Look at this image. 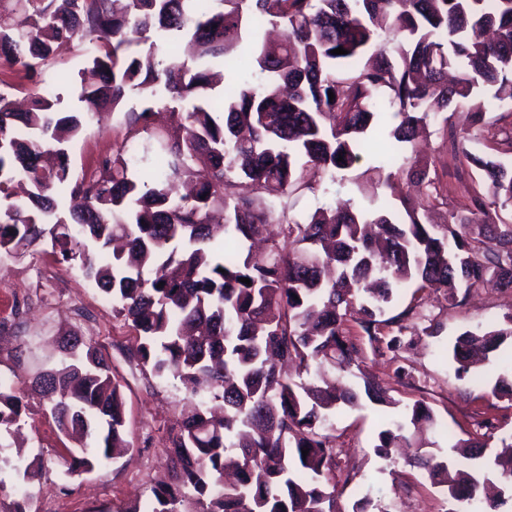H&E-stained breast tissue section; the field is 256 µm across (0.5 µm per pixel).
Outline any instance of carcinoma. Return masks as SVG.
<instances>
[{"label":"carcinoma","mask_w":512,"mask_h":512,"mask_svg":"<svg viewBox=\"0 0 512 512\" xmlns=\"http://www.w3.org/2000/svg\"><path fill=\"white\" fill-rule=\"evenodd\" d=\"M75 39L90 45L96 77L82 111L38 91L20 111L0 87V252H36L50 238L135 330L132 359L193 397L207 385L210 401L182 406L167 450L172 481L153 488L148 512H367L363 499L350 511L338 504L332 434L336 412L360 395L326 375L351 372L365 340L380 350L381 316L403 289L414 291L390 320L400 331L420 292L467 295L489 276L512 290V224L485 203L512 210V167L467 147L484 131V92L512 99V0H0L9 67L31 77L55 44ZM340 46L347 53H332ZM242 56L264 85L199 101ZM460 107L472 124L453 137L454 153L485 188L468 214L429 222L440 194L416 160L407 176L417 201L399 219L374 199L293 212L292 195L319 191L308 166L333 181ZM108 110L123 114L124 138L77 177L68 146ZM58 189L81 203L60 207ZM349 317L362 337L345 333ZM511 338V314L460 333L456 376L476 375ZM69 340L80 348L62 343L59 367L30 391L76 444L69 471L89 472L127 452L125 404L108 356ZM363 391L398 406L373 380ZM22 415L14 386L0 382V435ZM434 424L415 402L379 432L377 454L414 449L409 462L452 512L512 499V436L491 450L478 434L450 444L474 461L463 471L409 432Z\"/></svg>","instance_id":"carcinoma-1"}]
</instances>
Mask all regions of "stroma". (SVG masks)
Wrapping results in <instances>:
<instances>
[{
    "label": "stroma",
    "mask_w": 512,
    "mask_h": 512,
    "mask_svg": "<svg viewBox=\"0 0 512 512\" xmlns=\"http://www.w3.org/2000/svg\"><path fill=\"white\" fill-rule=\"evenodd\" d=\"M86 65L80 50L64 51L60 60L41 72L44 86L60 98L62 109L77 112L78 73ZM485 138L470 145L472 152L491 154L512 166V148L498 143L499 133H512V111L507 106L486 114ZM467 110L449 113L447 119L431 120L428 137L416 147L398 145L392 163H383L378 153L363 154L360 162L345 171L342 179L328 183L326 191L305 194L295 209L306 213L319 207L347 202L354 208L367 207L375 194L392 211L402 209L383 180L393 175L405 181L409 159L429 163L436 174L443 203L432 215L442 223L450 213L463 212L479 192L480 181L452 152L454 135L469 129ZM122 116L103 114L99 122L69 146L73 170H93L98 159L122 139ZM512 313V290L485 285L466 301L450 304L442 292H424L422 312L408 320L404 333L395 327L383 330L385 338L400 336L399 349L373 351L364 347L359 368L345 375L346 383L362 386L364 377L375 379L396 407L389 408L361 399L359 405L343 407L333 420L337 468L349 473L343 487L342 504L369 500L368 512H450L451 502L421 470L403 458H381L375 447L387 422L398 418L402 407L421 401L429 406L439 423L426 436L436 447L448 446L449 437H467L478 432L481 421H491L486 439L497 447L502 437L512 434V399L483 394L481 389L456 378L450 355L455 338L464 330L502 321ZM441 325L440 335H425L426 327ZM77 334L94 340L108 355L112 377L120 385L126 405L125 439L129 451L122 458L89 472L68 473L64 464L69 440L57 429L38 398L27 396L23 426V448L35 462L31 477L7 465L15 453L13 438L0 439V507L21 503L26 512H126L133 504L148 506L151 488L169 480L166 454L170 430L186 396L175 379L159 380L127 357L136 333L112 311L111 299L83 276L77 265L59 262L50 246L14 258L0 256V378L22 384L51 368L60 359L58 343L63 336ZM407 375L399 379L396 368Z\"/></svg>",
    "instance_id": "1"
}]
</instances>
